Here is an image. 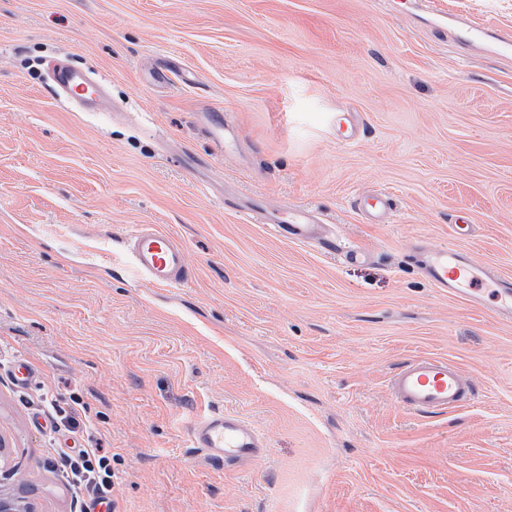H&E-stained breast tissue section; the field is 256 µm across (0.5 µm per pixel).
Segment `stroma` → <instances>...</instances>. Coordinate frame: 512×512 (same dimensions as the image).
Wrapping results in <instances>:
<instances>
[{
	"label": "stroma",
	"mask_w": 512,
	"mask_h": 512,
	"mask_svg": "<svg viewBox=\"0 0 512 512\" xmlns=\"http://www.w3.org/2000/svg\"><path fill=\"white\" fill-rule=\"evenodd\" d=\"M506 35L512 0H0L6 493L80 512L95 490L50 467L77 444L111 454L112 512H512V320L414 257L512 280ZM59 60L113 109L54 95ZM380 192L376 223L360 202ZM299 207L368 259L277 237ZM139 224L183 241L194 281L137 279ZM416 355L455 362L475 401L396 405L387 379ZM20 357L39 373L25 391ZM214 411L265 455L195 462L184 423ZM14 383L23 389H29L37 383V371L31 362L25 358H18L11 370Z\"/></svg>",
	"instance_id": "stroma-1"
}]
</instances>
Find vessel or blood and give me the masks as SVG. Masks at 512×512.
<instances>
[{"label": "vessel or blood", "instance_id": "obj_1", "mask_svg": "<svg viewBox=\"0 0 512 512\" xmlns=\"http://www.w3.org/2000/svg\"><path fill=\"white\" fill-rule=\"evenodd\" d=\"M55 93L88 107L102 101L100 87L80 70L63 66L52 76ZM281 229L288 236L307 243L327 245L320 225L310 223L307 213L292 216ZM128 260L132 270L158 288H176L191 277L186 250L172 234L151 224H140L129 236ZM422 264L433 287L475 299L479 286H486L499 301L502 312H512V285L487 274L472 257L456 252L431 251ZM12 378L23 389L34 386L37 371L26 359H16ZM389 390L394 401L413 414L448 412L468 405L474 389L454 362L438 357H416L402 363L392 373ZM191 447L215 466L246 462L259 457L266 442L258 431L238 416L211 412L186 425Z\"/></svg>", "mask_w": 512, "mask_h": 512}]
</instances>
